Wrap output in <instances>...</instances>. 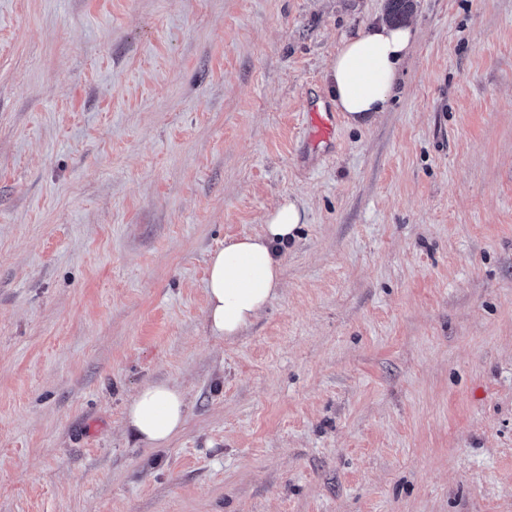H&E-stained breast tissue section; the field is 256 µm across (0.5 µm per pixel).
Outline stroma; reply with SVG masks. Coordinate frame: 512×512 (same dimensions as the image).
Masks as SVG:
<instances>
[{"label":"stroma","instance_id":"stroma-1","mask_svg":"<svg viewBox=\"0 0 512 512\" xmlns=\"http://www.w3.org/2000/svg\"><path fill=\"white\" fill-rule=\"evenodd\" d=\"M388 8L0 0V512H512V0H412L388 109L319 153ZM284 197L281 293L212 337L210 255ZM310 126L313 128L312 136L320 141H329L336 131V122L333 112L325 106L324 112L313 107L309 112ZM183 392L168 383L142 386L125 408V424L135 436L155 448L165 447L185 425Z\"/></svg>","mask_w":512,"mask_h":512}]
</instances>
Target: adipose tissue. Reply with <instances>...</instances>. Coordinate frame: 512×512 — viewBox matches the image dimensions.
Returning <instances> with one entry per match:
<instances>
[{
	"label": "adipose tissue",
	"mask_w": 512,
	"mask_h": 512,
	"mask_svg": "<svg viewBox=\"0 0 512 512\" xmlns=\"http://www.w3.org/2000/svg\"><path fill=\"white\" fill-rule=\"evenodd\" d=\"M413 38L412 26L380 21L342 40L327 65L326 80L349 125H369L386 111ZM303 220L299 202L283 198L267 211L259 233L230 240L212 253L206 286L212 336H237L278 296L282 288L278 250L294 237ZM185 419V396L168 383L142 386L125 408L127 428L156 448L165 447L181 432Z\"/></svg>",
	"instance_id": "ef3b65f1"
}]
</instances>
